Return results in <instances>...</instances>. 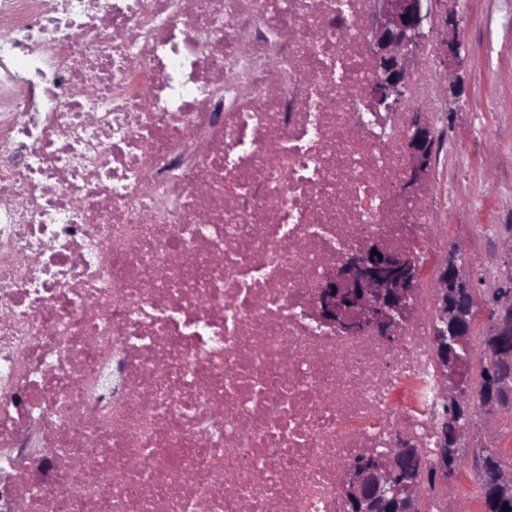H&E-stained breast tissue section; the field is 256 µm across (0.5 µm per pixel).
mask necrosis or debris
<instances>
[{
  "label": "necrosis or debris",
  "instance_id": "obj_1",
  "mask_svg": "<svg viewBox=\"0 0 512 512\" xmlns=\"http://www.w3.org/2000/svg\"><path fill=\"white\" fill-rule=\"evenodd\" d=\"M373 0H0V512H346L436 450L433 270L405 179L435 74L375 112ZM424 271L396 343L318 323L364 239ZM426 512L476 489L426 487ZM398 447L382 454L367 452L351 465L345 496L352 512L422 511L419 470L413 477L408 464L417 450Z\"/></svg>",
  "mask_w": 512,
  "mask_h": 512
}]
</instances>
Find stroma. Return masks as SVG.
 Returning <instances> with one entry per match:
<instances>
[{"mask_svg": "<svg viewBox=\"0 0 512 512\" xmlns=\"http://www.w3.org/2000/svg\"><path fill=\"white\" fill-rule=\"evenodd\" d=\"M434 12V38L460 55L440 90L447 112L420 114L438 140L425 185L483 308L512 286V0H437Z\"/></svg>", "mask_w": 512, "mask_h": 512, "instance_id": "1", "label": "stroma"}]
</instances>
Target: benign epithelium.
<instances>
[{
  "label": "benign epithelium",
  "instance_id": "7a95c632",
  "mask_svg": "<svg viewBox=\"0 0 512 512\" xmlns=\"http://www.w3.org/2000/svg\"><path fill=\"white\" fill-rule=\"evenodd\" d=\"M433 0H374V21L365 37L374 63V79L368 95L378 109L390 111L405 97L413 71L408 56L433 29ZM408 162L407 176L400 191L418 197V187L427 179L434 155L432 126L418 119L403 136ZM422 268L411 252L387 250L372 237L350 251L342 266L330 272L316 296L315 312L326 326L354 333L365 327L383 338L396 335L406 316L417 288ZM436 318L452 326L433 337V346L448 389L445 401L461 407L482 403L486 412L499 406L498 392L512 380V290L500 293L496 313L483 333V353L487 360L486 397L482 398L461 384L462 363L448 351V341L460 343L472 334L476 299L470 290L468 264L451 262L434 276ZM470 426L446 419L437 428L436 471L445 474L455 468L448 463V440L458 441L469 433ZM418 456L414 448H390L379 454H363L350 467L345 496L352 512H420L422 503L419 477L412 476L409 460ZM483 483L500 501L512 500V476L494 468L483 473Z\"/></svg>",
  "mask_w": 512,
  "mask_h": 512
}]
</instances>
